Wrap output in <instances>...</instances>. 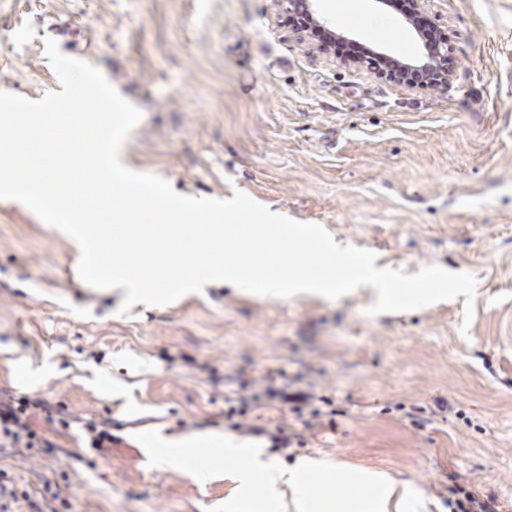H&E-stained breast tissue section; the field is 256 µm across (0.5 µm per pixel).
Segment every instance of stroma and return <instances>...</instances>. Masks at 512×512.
<instances>
[{"label": "stroma", "instance_id": "1", "mask_svg": "<svg viewBox=\"0 0 512 512\" xmlns=\"http://www.w3.org/2000/svg\"><path fill=\"white\" fill-rule=\"evenodd\" d=\"M335 28L420 57L400 10L319 0ZM455 68L413 89L309 52L274 0H0V90L39 100L56 82L44 49L96 66L143 117L124 144L133 171L195 198L243 192L376 268L437 266L476 280L464 297L366 315L368 290L331 300L224 285L166 306L89 286L71 238L0 199V392L109 420L107 455L77 426L33 421L35 455L0 449V471L67 512H296L294 493L243 500L228 445L290 470L371 469L407 485L414 512H454L449 474L512 512V0H429ZM322 399L312 426L280 403L255 423L303 432L292 457L231 430L239 379L267 372ZM423 409L422 425L409 410ZM195 440L177 456L162 438Z\"/></svg>", "mask_w": 512, "mask_h": 512}]
</instances>
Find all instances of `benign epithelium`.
I'll use <instances>...</instances> for the list:
<instances>
[{"mask_svg":"<svg viewBox=\"0 0 512 512\" xmlns=\"http://www.w3.org/2000/svg\"><path fill=\"white\" fill-rule=\"evenodd\" d=\"M281 25L288 28L297 40L307 45L313 53H335L334 41L351 44L353 40L331 29L318 15L317 0H275ZM427 0H404L402 10L407 24L422 39L423 53L414 63L386 64L385 54L371 55L368 51L355 50L341 58L345 66L369 67L386 82L418 88H439L448 85L454 67V57L448 39L438 27L426 22L424 17Z\"/></svg>","mask_w":512,"mask_h":512,"instance_id":"benign-epithelium-1","label":"benign epithelium"}]
</instances>
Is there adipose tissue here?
Returning <instances> with one entry per match:
<instances>
[{"label": "adipose tissue", "mask_w": 512, "mask_h": 512, "mask_svg": "<svg viewBox=\"0 0 512 512\" xmlns=\"http://www.w3.org/2000/svg\"><path fill=\"white\" fill-rule=\"evenodd\" d=\"M226 457L237 458L245 455L243 449L229 447ZM248 456V455H245ZM249 463L241 474V480L247 486L251 498L259 504L269 501L281 485L293 488L297 495L298 512H329L332 502V489L343 483L350 487L351 494L343 512H387L389 503L397 491L395 481L385 475L367 469H351L306 462L300 467L286 471L275 464L261 460L259 455L248 456ZM321 472L324 492L319 497H310L306 489L310 487L313 472Z\"/></svg>", "instance_id": "adipose-tissue-1"}]
</instances>
